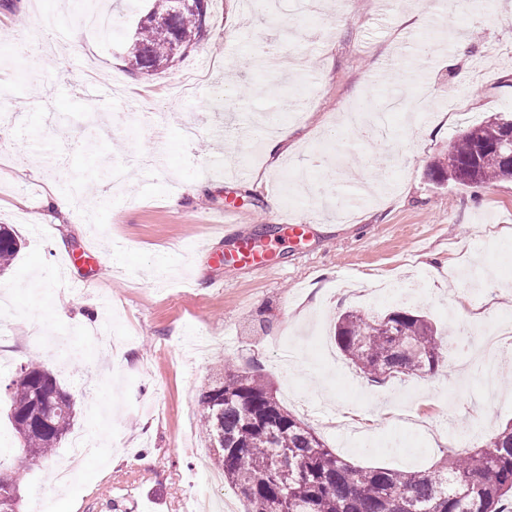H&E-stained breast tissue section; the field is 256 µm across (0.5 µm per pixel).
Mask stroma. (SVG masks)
I'll return each mask as SVG.
<instances>
[{
	"mask_svg": "<svg viewBox=\"0 0 512 512\" xmlns=\"http://www.w3.org/2000/svg\"><path fill=\"white\" fill-rule=\"evenodd\" d=\"M79 9L75 0H0V84L50 89L0 107V224L22 241L0 273V292L14 299L0 313V462H17L20 446L4 389L32 358L71 395L76 429L98 440L67 487L52 486L47 468L24 469L21 512L39 495L51 512H187L197 500L210 512H245L234 488L211 486L196 466L197 451L210 449L200 393L226 368L263 375L327 448L361 467L428 471L512 420V344L494 364L467 368L484 331L512 321V306L476 321L459 299L512 287V179L468 188L428 175L468 126L512 112V0H489L479 18L468 0L450 15L431 11L434 48L415 60V82L430 100L422 116L400 112L385 143L337 117L399 89L400 59L414 60L393 55L411 30L403 0L383 10L376 0H326L316 16L301 0H279L271 15L213 0L207 39L152 75L129 72L121 43L62 23ZM33 18L57 48L75 37L82 53L62 66L53 56L16 58L10 35ZM457 24L469 49L452 67L458 42L445 34ZM259 34L270 55L302 58L303 67L281 75L241 65ZM202 58L212 79L233 78L234 99L213 100L205 87L174 96V83ZM85 71L111 86V98L81 95ZM117 112L168 121L158 134L135 121L87 130V116ZM262 120L292 131L279 162L256 140ZM190 122L197 136L188 143ZM91 155L124 169L125 184L108 193L88 183L67 213L47 211L48 184L63 185ZM157 155L165 168L141 167ZM194 182L201 191L184 194ZM229 203L242 211L222 217ZM278 215L307 220L305 241L274 228ZM242 235L265 252L267 269L231 261ZM116 241L124 254L113 252ZM85 244L97 259L67 266ZM382 277L420 282L418 298L374 301ZM402 306L437 328L445 358L431 374L371 382L336 346L334 320L348 309L377 317ZM35 325L82 359L29 343ZM287 339L297 346L288 366L278 360ZM106 386L111 403L91 411Z\"/></svg>",
	"mask_w": 512,
	"mask_h": 512,
	"instance_id": "stroma-1",
	"label": "stroma"
}]
</instances>
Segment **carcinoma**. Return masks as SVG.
I'll return each instance as SVG.
<instances>
[{"label":"carcinoma","mask_w":512,"mask_h":512,"mask_svg":"<svg viewBox=\"0 0 512 512\" xmlns=\"http://www.w3.org/2000/svg\"><path fill=\"white\" fill-rule=\"evenodd\" d=\"M205 33L200 0H153L125 47L126 64L137 73L164 72ZM509 125L512 118L496 116L466 129L448 144L452 166L439 161L429 175L464 187L511 178L492 149ZM89 181L112 186L111 169L93 156L66 188L75 192ZM20 250L12 228L0 224V272ZM334 338L374 381L403 369L432 373L444 354L432 323L406 310L376 318L345 311ZM20 372L25 380L7 386L8 418L24 440L19 465L46 464L74 425L75 404L39 361L26 362ZM200 403L202 427L216 448L215 464L249 512H503L512 501V426L489 434L468 455L448 454L421 473L353 465L292 415L260 375L228 371L202 392Z\"/></svg>","instance_id":"1"}]
</instances>
